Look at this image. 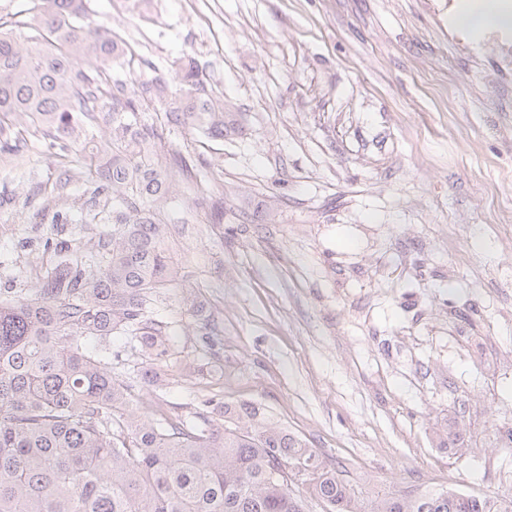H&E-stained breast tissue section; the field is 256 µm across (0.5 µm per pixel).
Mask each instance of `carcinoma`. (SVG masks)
<instances>
[{
	"instance_id": "1",
	"label": "carcinoma",
	"mask_w": 512,
	"mask_h": 512,
	"mask_svg": "<svg viewBox=\"0 0 512 512\" xmlns=\"http://www.w3.org/2000/svg\"><path fill=\"white\" fill-rule=\"evenodd\" d=\"M112 29L93 22L85 0H31L0 17V151L11 152L12 118L59 156L79 123L101 115L109 137L84 157L90 201L112 209V234L98 260L64 228L40 240L57 257L34 291H0V512H512V495L480 498L435 489L364 502L315 451L265 422L252 403L213 406L243 422L200 414L188 424L140 410V399L106 366L94 342L136 338L158 382L167 353L162 327L144 318L149 296L178 270L164 247L161 201L172 169L156 129L139 114L173 101L186 127L224 137V101L210 95L192 59L178 65L179 89L161 79L127 97L112 80L123 52Z\"/></svg>"
}]
</instances>
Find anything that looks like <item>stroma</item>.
Returning a JSON list of instances; mask_svg holds the SVG:
<instances>
[{
  "label": "stroma",
  "mask_w": 512,
  "mask_h": 512,
  "mask_svg": "<svg viewBox=\"0 0 512 512\" xmlns=\"http://www.w3.org/2000/svg\"><path fill=\"white\" fill-rule=\"evenodd\" d=\"M129 52L127 92L193 58L224 136L142 113L176 175L178 268L148 317L158 385L124 335L112 370L153 405L252 402L364 500L512 492V32L476 36L451 0H86ZM35 138L0 153V286L35 287L54 213L83 242L82 163L55 182Z\"/></svg>",
  "instance_id": "stroma-1"
}]
</instances>
